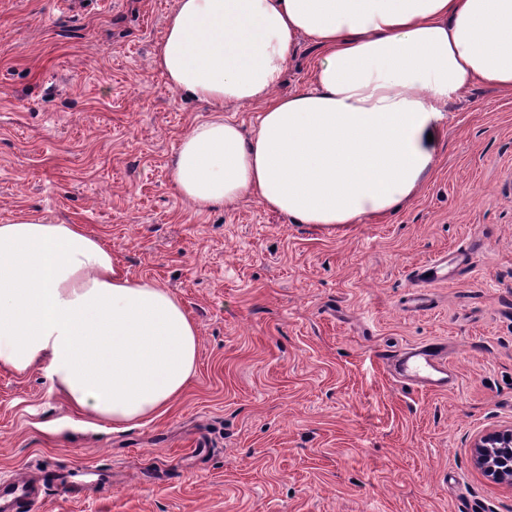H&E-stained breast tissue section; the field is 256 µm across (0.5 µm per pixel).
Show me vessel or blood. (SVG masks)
<instances>
[{"instance_id": "1", "label": "vessel or blood", "mask_w": 512, "mask_h": 512, "mask_svg": "<svg viewBox=\"0 0 512 512\" xmlns=\"http://www.w3.org/2000/svg\"><path fill=\"white\" fill-rule=\"evenodd\" d=\"M448 261L444 258L430 260L417 268L414 279L419 288L414 293L413 305H421L427 289L446 280ZM387 362L394 371L404 379L413 382L423 390H444L448 387V362L439 344L422 343L387 355ZM33 493L26 485L25 479L14 478L0 482V502L11 500L17 512H24Z\"/></svg>"}]
</instances>
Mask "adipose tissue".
I'll return each mask as SVG.
<instances>
[{
	"mask_svg": "<svg viewBox=\"0 0 512 512\" xmlns=\"http://www.w3.org/2000/svg\"><path fill=\"white\" fill-rule=\"evenodd\" d=\"M303 37L320 51L311 86L277 94ZM153 63L212 111L171 170L195 209L253 196L332 229L417 193L463 90L512 93V0H176ZM240 103L262 107L249 136L223 115ZM198 348L181 302L81 225L0 224L1 367H43L73 408L123 431L182 393Z\"/></svg>",
	"mask_w": 512,
	"mask_h": 512,
	"instance_id": "1",
	"label": "adipose tissue"
}]
</instances>
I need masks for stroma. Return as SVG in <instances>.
Masks as SVG:
<instances>
[{
  "label": "stroma",
  "instance_id": "1",
  "mask_svg": "<svg viewBox=\"0 0 512 512\" xmlns=\"http://www.w3.org/2000/svg\"><path fill=\"white\" fill-rule=\"evenodd\" d=\"M175 0H0V224H79L199 330L195 373L124 432L74 411L42 368H0V480L30 512H512L473 462L512 429V94L453 102L435 171L395 212L330 230L247 197L196 212L175 187L207 107L153 65ZM300 39L276 92L308 87ZM466 261L406 307L412 270ZM446 343L455 386L396 381L381 354ZM101 472L63 499L48 466ZM37 494L32 493L30 487H26L25 478H14L6 482H0V508H3L5 500H12L15 503L17 511L23 510L27 507L30 500ZM4 509V508H3ZM4 512H15L4 509ZM22 512V511H20Z\"/></svg>",
  "mask_w": 512,
  "mask_h": 512
}]
</instances>
